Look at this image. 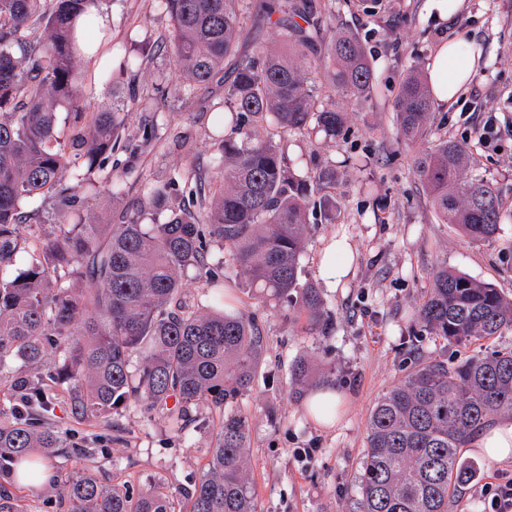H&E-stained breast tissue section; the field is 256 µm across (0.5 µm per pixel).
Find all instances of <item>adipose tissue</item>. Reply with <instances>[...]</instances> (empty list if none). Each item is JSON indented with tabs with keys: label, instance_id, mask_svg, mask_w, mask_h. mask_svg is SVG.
<instances>
[{
	"label": "adipose tissue",
	"instance_id": "adipose-tissue-1",
	"mask_svg": "<svg viewBox=\"0 0 512 512\" xmlns=\"http://www.w3.org/2000/svg\"><path fill=\"white\" fill-rule=\"evenodd\" d=\"M474 62L470 45L451 40L443 43L429 70V83L438 102L454 101L469 82Z\"/></svg>",
	"mask_w": 512,
	"mask_h": 512
}]
</instances>
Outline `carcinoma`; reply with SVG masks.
<instances>
[{
    "label": "carcinoma",
    "mask_w": 512,
    "mask_h": 512,
    "mask_svg": "<svg viewBox=\"0 0 512 512\" xmlns=\"http://www.w3.org/2000/svg\"><path fill=\"white\" fill-rule=\"evenodd\" d=\"M92 0H0V383L21 404L0 411V477L36 472L42 458L89 454L54 422L66 395L75 419L100 422L132 402L165 411L181 433L200 405L220 424L206 470L175 499L160 488L134 495L85 471L50 477L64 512H258L249 477V417L237 407L263 369L266 336L255 318L225 308L210 289L224 271L209 262L217 243L244 276L243 289L263 302L285 303L317 330H332L319 289L301 282L309 214L336 219L317 188L336 179L331 167L296 171L282 133L336 139L347 118L314 109L313 73H326L345 95L372 92L374 71L359 38L336 29V0H279L262 8L288 54L266 51L237 62L224 81L223 135L205 172L146 182L143 197L118 224L77 215L88 179L65 174L103 171L123 142L135 88L112 92V105L88 112L79 82L75 24ZM178 75L204 86L235 49L241 0H164ZM433 92L421 68L409 69L394 104L400 139L416 149L414 171L444 224L475 242L497 234L501 193L469 174L467 148L452 137L426 146ZM66 113L69 131L59 114ZM55 204L54 227L26 267L13 269L33 232L37 199ZM202 282L200 302L186 301L188 274ZM87 282L89 288L77 283ZM425 330L450 343L472 344L512 330V300L493 286L446 269L432 276L417 311ZM312 377L304 359L291 365L293 394ZM512 412V349L416 364L382 395L368 417L360 478L361 512H448L456 487L482 470L463 448L494 413ZM0 512H23L0 489Z\"/></svg>",
    "instance_id": "1"
}]
</instances>
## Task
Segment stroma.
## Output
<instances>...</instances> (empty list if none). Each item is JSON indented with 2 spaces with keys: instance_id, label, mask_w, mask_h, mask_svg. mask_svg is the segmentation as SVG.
<instances>
[{
  "instance_id": "stroma-1",
  "label": "stroma",
  "mask_w": 512,
  "mask_h": 512,
  "mask_svg": "<svg viewBox=\"0 0 512 512\" xmlns=\"http://www.w3.org/2000/svg\"><path fill=\"white\" fill-rule=\"evenodd\" d=\"M99 8L112 15L113 42L131 54L147 48L151 55L136 76L119 75L112 81L91 75L86 61H79L88 109L108 108L113 87L135 83L137 99L129 107L125 136L135 138L148 120L155 122L158 136L135 155L118 153L119 162H131L142 174L128 179L122 197H112L102 172L98 192L85 195L84 212L99 223L114 224L140 198L145 181L168 179L194 163L209 167L224 78L230 77L236 58L277 47L278 36L245 13L236 58L225 61L218 80L191 89L174 70L164 0H100ZM389 13L396 27L352 7L342 8L336 17L359 37L375 72L369 97L321 91L315 98L316 108L337 107L346 113L344 135L333 140L300 133L282 138L291 167H336V184L325 191L336 202V220L328 222L320 212L310 216L301 258L305 279L319 288L334 317L333 331L321 335L289 306L247 296L237 289L242 274L231 267L224 271L225 285L236 290L237 306L255 316L267 339L264 374L238 402L249 416L250 477L261 512H359L367 421L379 397L418 361L455 364L475 353L512 348V331L458 346L416 322L432 274L441 269L493 284L512 299V0H463L449 18L433 8L432 0H389ZM453 37L476 45L475 77L455 101L434 103L428 139L447 135L465 142L473 155L472 174L497 183L503 199L499 231L482 243L471 242L458 225L440 222L413 170L414 151L400 141L395 124L402 76L411 65L432 61L440 45ZM158 86L165 97L154 107L150 99ZM489 122L494 125L490 148L480 140ZM340 236L352 246L353 263L348 277L328 288L319 276L320 260L325 246ZM301 358L314 371H336L334 391L341 409L332 423L315 422L306 401L290 396L289 367ZM197 416L177 434L160 413L133 402L109 422L80 424L68 402L60 401L56 423L90 454L82 460L51 458V469L68 473L82 466L135 494L156 486L178 491L200 477L214 446L216 425L206 407H199ZM461 453L480 461L482 476L458 488L448 512H482L484 488L512 476V460L492 462L470 447Z\"/></svg>"
}]
</instances>
